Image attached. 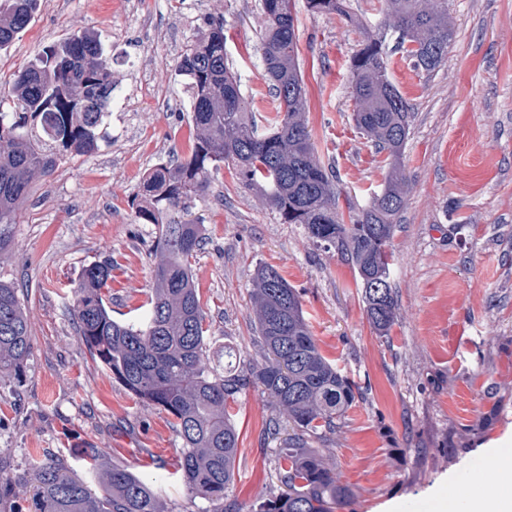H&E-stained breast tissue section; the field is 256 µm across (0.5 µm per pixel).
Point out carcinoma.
Listing matches in <instances>:
<instances>
[{
  "label": "carcinoma",
  "mask_w": 512,
  "mask_h": 512,
  "mask_svg": "<svg viewBox=\"0 0 512 512\" xmlns=\"http://www.w3.org/2000/svg\"><path fill=\"white\" fill-rule=\"evenodd\" d=\"M40 0H0V50L26 30ZM280 0H262L261 58L280 119L261 129L249 118L237 78L224 64V24L209 23L183 55L177 71L190 97L199 131L188 158L155 166L143 184L146 202L136 216L159 227L157 262L148 309L137 323L112 318L102 294L112 265L95 262L81 273L72 307L77 335L93 359L146 408L170 414L182 440L180 464L191 493L224 512V489L235 479L238 433L226 404L257 387L278 418L302 432L335 426L356 400L355 385L321 352L304 318L300 295L273 267L257 270L253 300L263 357L241 361L226 344L211 356L205 313L191 267L201 225L186 219L190 203L206 198L227 160L254 184L285 224H302L319 247L334 248L358 274L366 313L379 335L397 321L390 243L405 204L400 158L411 105L388 75L384 40L370 37L351 62L357 127L391 159L383 188L371 203L343 221L331 167L315 156L302 119L305 88L296 54V14ZM392 31L414 69L432 72L453 33L448 0H386ZM317 13L348 15L344 0H307ZM117 85L100 38L72 35L43 47L7 89L12 111L0 110V225L12 224L28 199L30 181L52 172L60 156L98 147ZM33 351L29 318L19 289L0 282V379L21 381ZM88 481L63 456L46 452L24 472L0 466V499L13 512H167L151 483L128 467L102 465L101 452H83ZM277 479L283 490L252 512H337L348 490L332 459L314 448H285Z\"/></svg>",
  "instance_id": "cac0c4a2"
}]
</instances>
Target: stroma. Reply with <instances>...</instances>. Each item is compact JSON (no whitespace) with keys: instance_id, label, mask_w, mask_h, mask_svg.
<instances>
[{"instance_id":"obj_1","label":"stroma","mask_w":512,"mask_h":512,"mask_svg":"<svg viewBox=\"0 0 512 512\" xmlns=\"http://www.w3.org/2000/svg\"><path fill=\"white\" fill-rule=\"evenodd\" d=\"M348 16L296 0L305 120L332 165L338 211L380 193L385 154L353 120L352 56L389 26L382 0H346ZM224 24V56L259 124L271 94L261 65V0H41L28 29L0 50V86L43 45L98 33L118 89L96 151L71 153L35 176L16 221L0 226V281L19 288L33 329L22 382L0 380V456L28 468L37 451H105L107 464L153 480L169 512H209L177 475L173 418L139 400L92 359L71 308L82 270L112 264L114 319L141 316L158 227L132 207L149 172L190 155L195 131L177 66L201 27ZM448 52L430 73L388 50L390 79L412 106L401 156L406 203L395 230L391 282L398 320L371 327L359 278L304 225L282 223L232 162L193 210L203 244L191 260L212 353L237 346L256 360L251 304L258 267L278 269L301 295L322 353L362 391L331 430L296 435L261 390L232 404L236 477L224 512H249L279 490L289 443L319 448L350 489L344 512H434L466 489L489 449H512V0H448Z\"/></svg>"}]
</instances>
